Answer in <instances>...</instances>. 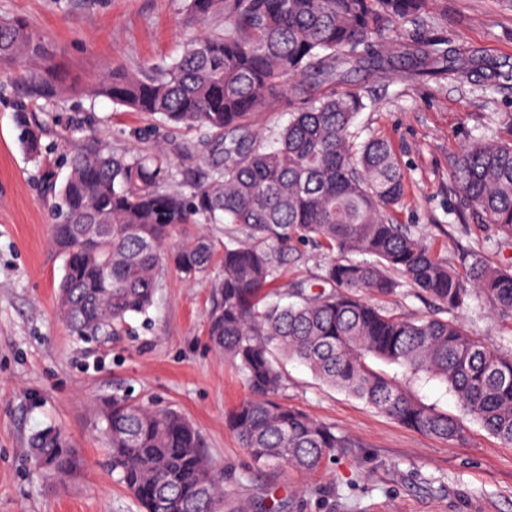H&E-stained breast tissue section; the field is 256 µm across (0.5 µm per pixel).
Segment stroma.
I'll list each match as a JSON object with an SVG mask.
<instances>
[{
	"label": "stroma",
	"instance_id": "stroma-1",
	"mask_svg": "<svg viewBox=\"0 0 512 512\" xmlns=\"http://www.w3.org/2000/svg\"><path fill=\"white\" fill-rule=\"evenodd\" d=\"M1 17L24 19L44 40L63 92L39 114L44 151L37 165L17 140L9 105L15 85L0 75V512H140L112 478L98 426L101 400L115 394L188 417L227 474V492L255 504L273 489L290 512H512V445L470 421L460 441L404 427L296 362L285 365L279 402L335 427L355 447L307 475L255 471L224 425L225 411L246 391L206 335L209 284L220 260L190 282L166 269L150 322L132 318L108 342L71 335L56 311L64 268L51 245L56 218L43 175L66 177L71 155L90 140L117 154L160 140L179 170L196 173L199 162L185 156L198 141L195 130L85 90L115 70L169 63L200 29L220 31L224 20L199 27L187 0H0ZM435 28L512 68V0H448ZM358 85L375 102L358 126L387 138L405 170L399 223L448 264L476 252L512 266V235L465 220L451 176L470 137L512 139V84L493 90L476 78L417 80L392 71L363 73ZM457 317L490 348L512 350V317L484 306ZM49 426L65 432L79 461L64 481L46 478L29 452L31 434Z\"/></svg>",
	"mask_w": 512,
	"mask_h": 512
}]
</instances>
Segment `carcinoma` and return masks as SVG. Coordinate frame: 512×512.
Wrapping results in <instances>:
<instances>
[{"instance_id": "cac0c4a2", "label": "carcinoma", "mask_w": 512, "mask_h": 512, "mask_svg": "<svg viewBox=\"0 0 512 512\" xmlns=\"http://www.w3.org/2000/svg\"><path fill=\"white\" fill-rule=\"evenodd\" d=\"M434 3L447 7L444 0H189L193 19L222 16L224 30L194 37L164 66L108 74L90 94L199 130L206 170L185 189L161 143L123 155L88 143L70 158L65 181L48 183L53 243L64 261L57 309L79 337L114 336L130 318H148L165 267L188 280L208 268L207 237L170 249L179 226L238 227L211 287L207 335L249 392L225 423L258 469L310 473L354 447L334 427L276 401L288 361L410 429L459 440L468 418L512 445V353L489 348L458 320L408 318L386 306L409 284L439 310L485 302L512 317V267L473 253L460 270L397 223L405 172L387 139L364 137L355 124L374 106L352 83L366 68L512 81V71L429 34ZM42 57L24 20L0 18L1 68ZM59 92L44 66L25 76L13 101L17 140L34 163L43 150L37 102ZM282 106L291 118L269 147L253 119ZM452 176L473 222L512 234V139L462 145ZM309 243L331 260L315 280L295 282L284 303L274 282ZM450 396L459 417L444 407ZM99 422L108 466L141 512H248L178 411L114 396L102 403ZM30 447L49 477L76 467L56 428L34 434Z\"/></svg>"}]
</instances>
